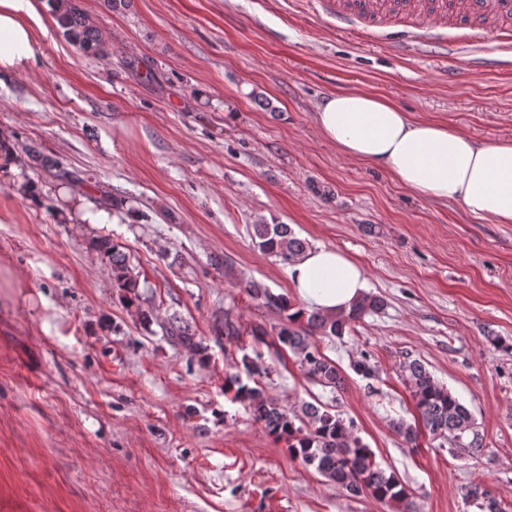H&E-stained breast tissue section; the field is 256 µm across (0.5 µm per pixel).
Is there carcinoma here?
I'll list each match as a JSON object with an SVG mask.
<instances>
[{
	"instance_id": "carcinoma-1",
	"label": "carcinoma",
	"mask_w": 512,
	"mask_h": 512,
	"mask_svg": "<svg viewBox=\"0 0 512 512\" xmlns=\"http://www.w3.org/2000/svg\"><path fill=\"white\" fill-rule=\"evenodd\" d=\"M49 2L54 22L70 42L95 57L104 55L101 31L89 20L77 0ZM251 228L255 246L286 264L294 262L307 248L305 240L297 237L287 224L260 222ZM92 247L108 258L112 280L129 292L135 291L139 286L138 275L121 246L99 237L92 240ZM245 288L251 298L280 312L281 322L275 327L273 338L276 349L290 352L307 379L332 389L341 384L340 369L311 336L319 333L341 340L365 316L384 306L378 296L364 293L347 310L309 314L283 295L270 292L258 281L247 282ZM165 335L205 359L207 347L195 340V333L188 323L172 319L165 327ZM215 335L219 341L237 340L242 335V324L227 311L224 323L215 328ZM241 364L242 368L237 372L226 375L224 390L234 392V399L244 405L268 434L286 441L292 457L352 497L369 495L381 502L407 501L409 492L405 483L397 474L381 468L373 450L357 436L353 420L344 418L338 411H331L320 402H304L294 410L283 407L261 386L267 368L247 355L242 357ZM350 368L364 379L378 377V369L368 353L362 352L352 359ZM403 372L410 384L422 429L400 420L392 424L394 431L408 444L415 443L423 431L433 441L448 443V453L452 456L460 450L473 458L481 455L483 437L468 408L448 388L435 381L421 361L413 359L404 363ZM466 496L480 502L482 512H508L507 507L501 506V500L480 483H470Z\"/></svg>"
}]
</instances>
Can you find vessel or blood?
<instances>
[{
  "label": "vessel or blood",
  "instance_id": "b4317fda",
  "mask_svg": "<svg viewBox=\"0 0 512 512\" xmlns=\"http://www.w3.org/2000/svg\"><path fill=\"white\" fill-rule=\"evenodd\" d=\"M318 5L323 15L343 29L351 30L361 23L375 25L386 9L417 11L427 22L408 31L413 41H442L454 30L512 44V0H318Z\"/></svg>",
  "mask_w": 512,
  "mask_h": 512
}]
</instances>
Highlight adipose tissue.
<instances>
[{
  "mask_svg": "<svg viewBox=\"0 0 512 512\" xmlns=\"http://www.w3.org/2000/svg\"><path fill=\"white\" fill-rule=\"evenodd\" d=\"M41 25L34 0H0V79L33 69L42 53ZM316 123L342 155L384 170L417 195L456 201L475 217L512 224L511 139L481 142L363 91L324 97ZM288 277L303 304L326 313L349 308L367 288L357 261L321 245L291 263Z\"/></svg>",
  "mask_w": 512,
  "mask_h": 512,
  "instance_id": "1",
  "label": "adipose tissue"
}]
</instances>
